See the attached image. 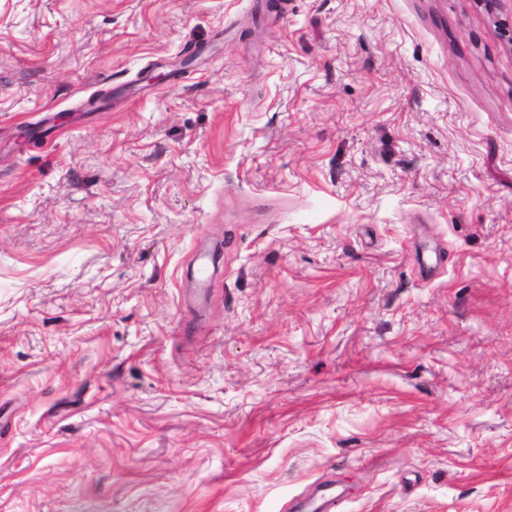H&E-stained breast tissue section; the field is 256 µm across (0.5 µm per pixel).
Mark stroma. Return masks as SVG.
<instances>
[{
    "label": "stroma",
    "mask_w": 512,
    "mask_h": 512,
    "mask_svg": "<svg viewBox=\"0 0 512 512\" xmlns=\"http://www.w3.org/2000/svg\"><path fill=\"white\" fill-rule=\"evenodd\" d=\"M325 480L512 512V0H0V512ZM222 245L215 243L212 251H200L192 257V267L196 266L193 288H181L184 302L191 301L200 308L206 305L211 294L210 264L215 265L221 255Z\"/></svg>",
    "instance_id": "stroma-1"
}]
</instances>
